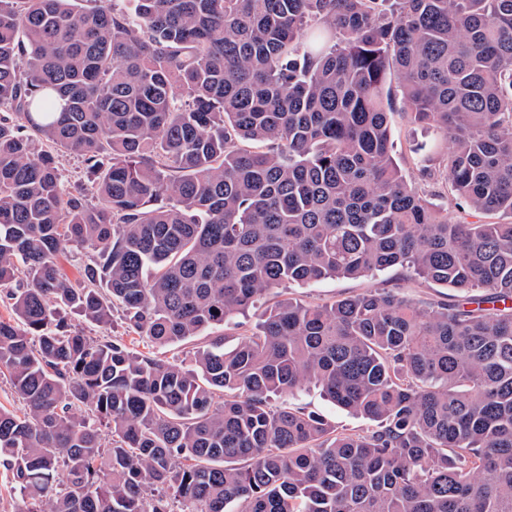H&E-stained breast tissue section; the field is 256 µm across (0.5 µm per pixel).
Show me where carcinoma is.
Masks as SVG:
<instances>
[{
	"label": "carcinoma",
	"instance_id": "cac0c4a2",
	"mask_svg": "<svg viewBox=\"0 0 512 512\" xmlns=\"http://www.w3.org/2000/svg\"><path fill=\"white\" fill-rule=\"evenodd\" d=\"M80 2L0 0L17 512H512V0ZM391 74L470 220L393 157ZM393 267L458 295L288 298L225 346L273 288ZM205 332L189 366L124 339ZM312 383L370 427L271 406ZM59 160L65 178L71 185L87 182L84 164L80 156L74 153L65 154Z\"/></svg>",
	"mask_w": 512,
	"mask_h": 512
}]
</instances>
